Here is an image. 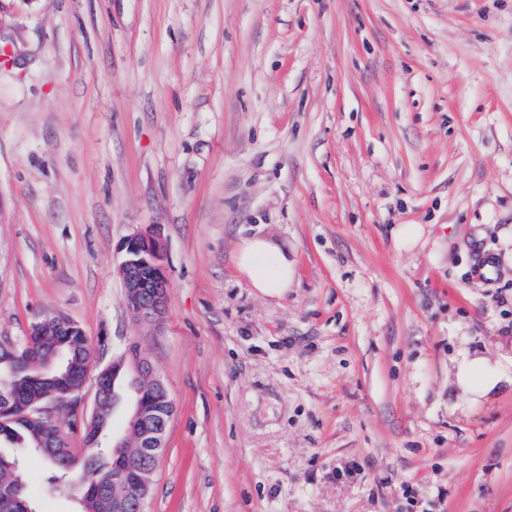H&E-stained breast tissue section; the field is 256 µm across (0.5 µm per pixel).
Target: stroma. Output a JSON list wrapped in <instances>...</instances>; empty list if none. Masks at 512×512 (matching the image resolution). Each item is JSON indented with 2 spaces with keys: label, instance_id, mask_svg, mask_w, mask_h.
Returning a JSON list of instances; mask_svg holds the SVG:
<instances>
[{
  "label": "stroma",
  "instance_id": "stroma-1",
  "mask_svg": "<svg viewBox=\"0 0 512 512\" xmlns=\"http://www.w3.org/2000/svg\"><path fill=\"white\" fill-rule=\"evenodd\" d=\"M0 47V343L141 340L176 405L146 512H512V0H0ZM145 229L159 336L119 273ZM254 236L285 293L237 271ZM119 251L125 305L149 336H159L169 288L164 244L152 230L138 231L122 239ZM236 261L250 285L266 294L284 293L294 279V261L279 246L262 237L245 240ZM51 320L59 321L63 320V318L58 313L43 314L40 319L36 320L31 325L25 344H23L20 347L12 346L10 348L3 349L10 351L13 355V358L21 366L28 356H40L43 351V347L40 346L37 342H35V340L33 339L34 336H36V339L44 341L46 343H54L56 341H67L68 345L65 346L66 348H69V344L71 342L80 344L83 341L84 336H63L68 335L67 328L63 326L61 323H49ZM42 326L43 329L41 333ZM41 334H43L44 336H42ZM499 368L489 366L487 358L478 353H468L455 364L457 385L473 399L482 398L501 380Z\"/></svg>",
  "mask_w": 512,
  "mask_h": 512
}]
</instances>
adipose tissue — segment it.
I'll return each mask as SVG.
<instances>
[{
  "label": "adipose tissue",
  "mask_w": 512,
  "mask_h": 512,
  "mask_svg": "<svg viewBox=\"0 0 512 512\" xmlns=\"http://www.w3.org/2000/svg\"><path fill=\"white\" fill-rule=\"evenodd\" d=\"M236 261L250 285L266 294L284 293L294 279V263L287 253L262 237L245 240ZM501 378V371L490 367L486 357L477 352L464 355L455 364L457 385L475 398L484 397Z\"/></svg>",
  "instance_id": "ef3b65f1"
}]
</instances>
